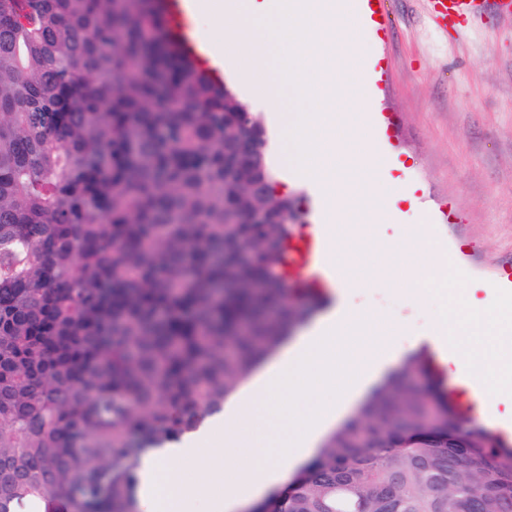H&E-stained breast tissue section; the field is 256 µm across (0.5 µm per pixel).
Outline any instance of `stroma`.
I'll list each match as a JSON object with an SVG mask.
<instances>
[{
  "mask_svg": "<svg viewBox=\"0 0 512 512\" xmlns=\"http://www.w3.org/2000/svg\"><path fill=\"white\" fill-rule=\"evenodd\" d=\"M385 7L387 24L364 36L378 74L371 109L392 130L382 142L390 161L377 181L400 178L414 205L372 231L390 241L409 233L418 213L436 216L443 237L472 245L469 285L484 290L512 269V19L488 13L442 30L424 0H386ZM273 165L280 191L301 192L304 222L323 223L318 191L296 180L281 154ZM388 263L384 255L367 260V285L348 292V302L407 324L418 347L447 365V344L430 335L438 301L411 303Z\"/></svg>",
  "mask_w": 512,
  "mask_h": 512,
  "instance_id": "obj_1",
  "label": "stroma"
}]
</instances>
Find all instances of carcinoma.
I'll return each mask as SVG.
<instances>
[{
	"label": "carcinoma",
	"instance_id": "carcinoma-1",
	"mask_svg": "<svg viewBox=\"0 0 512 512\" xmlns=\"http://www.w3.org/2000/svg\"><path fill=\"white\" fill-rule=\"evenodd\" d=\"M163 0H0V512H142L140 467L325 300L278 266L298 194ZM422 371L426 385L408 384ZM257 512H512V447L416 353ZM265 147V142L256 140L251 134H244L238 139L239 154L248 162L250 187L255 194H261L264 190V180L259 173V161Z\"/></svg>",
	"mask_w": 512,
	"mask_h": 512
}]
</instances>
